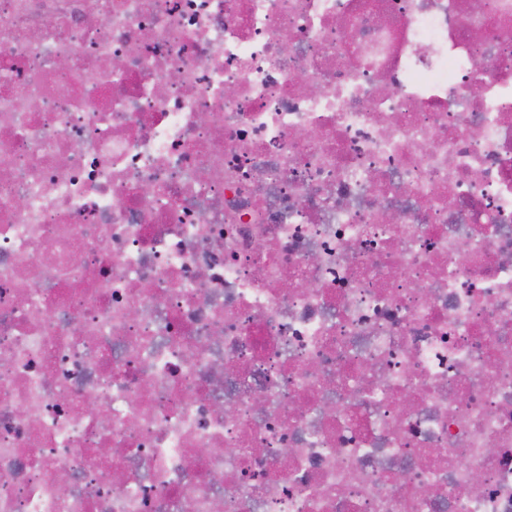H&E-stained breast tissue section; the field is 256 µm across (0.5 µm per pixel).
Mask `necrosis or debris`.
Instances as JSON below:
<instances>
[{
    "instance_id": "1",
    "label": "necrosis or debris",
    "mask_w": 512,
    "mask_h": 512,
    "mask_svg": "<svg viewBox=\"0 0 512 512\" xmlns=\"http://www.w3.org/2000/svg\"><path fill=\"white\" fill-rule=\"evenodd\" d=\"M0 512H512V0H0Z\"/></svg>"
}]
</instances>
